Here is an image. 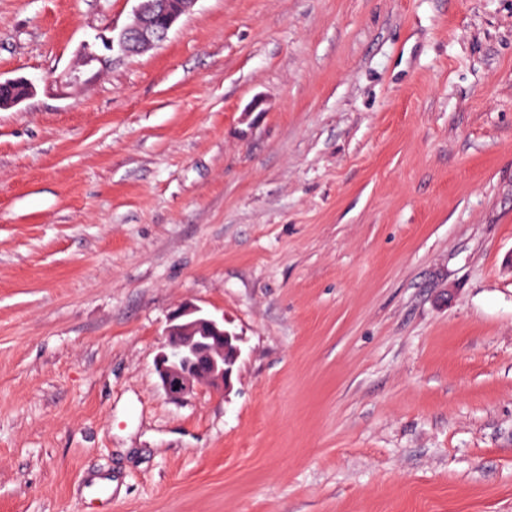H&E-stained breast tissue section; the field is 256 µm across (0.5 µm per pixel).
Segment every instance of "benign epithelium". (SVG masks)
Masks as SVG:
<instances>
[{
	"instance_id": "1",
	"label": "benign epithelium",
	"mask_w": 512,
	"mask_h": 512,
	"mask_svg": "<svg viewBox=\"0 0 512 512\" xmlns=\"http://www.w3.org/2000/svg\"><path fill=\"white\" fill-rule=\"evenodd\" d=\"M134 21L119 35L118 44L127 54H141L162 43L177 20L195 0H137ZM0 86H21L25 94L0 99V108L12 107L33 92L23 80L0 81ZM239 338L224 329V323L192 304H180L164 330L162 351L155 361L161 388L168 398L181 400L194 389L230 387L240 354Z\"/></svg>"
}]
</instances>
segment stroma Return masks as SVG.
Segmentation results:
<instances>
[{
	"instance_id": "1",
	"label": "stroma",
	"mask_w": 512,
	"mask_h": 512,
	"mask_svg": "<svg viewBox=\"0 0 512 512\" xmlns=\"http://www.w3.org/2000/svg\"><path fill=\"white\" fill-rule=\"evenodd\" d=\"M135 6L0 0V512H512V0ZM134 21L119 35L118 44L127 54H141L162 43L177 20L196 0H135ZM238 336L192 304H180L164 330L162 351L155 361L161 388L181 400L197 387L226 390L240 354Z\"/></svg>"
}]
</instances>
